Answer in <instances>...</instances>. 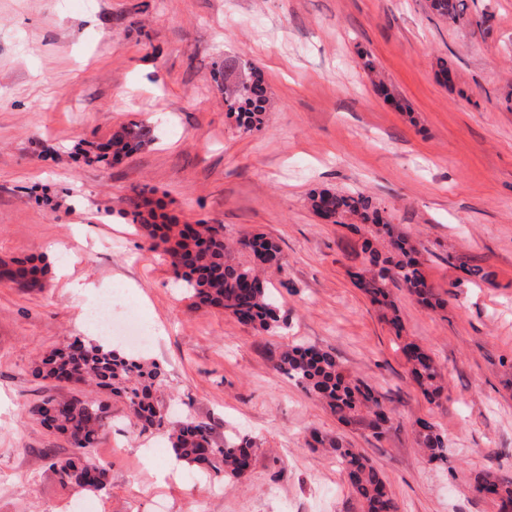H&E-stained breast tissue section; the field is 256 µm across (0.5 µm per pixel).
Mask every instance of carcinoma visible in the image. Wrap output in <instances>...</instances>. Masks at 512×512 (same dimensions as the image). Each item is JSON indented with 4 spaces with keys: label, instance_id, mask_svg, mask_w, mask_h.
<instances>
[{
    "label": "carcinoma",
    "instance_id": "carcinoma-1",
    "mask_svg": "<svg viewBox=\"0 0 512 512\" xmlns=\"http://www.w3.org/2000/svg\"><path fill=\"white\" fill-rule=\"evenodd\" d=\"M429 9L440 19L459 27L472 24L464 14L462 0H429ZM224 77V107L235 116L246 134L264 123L266 86L262 73L247 59H226L216 69ZM155 139L154 129L131 121L114 131L96 152L85 155L88 164H106L126 158ZM310 205L315 213L357 216L355 226L364 236V273L356 285L371 303L390 314L388 321L400 329V317L392 288L406 289L418 303L428 308L442 305L429 288L423 261L410 237L390 223L385 210L361 192L330 188L314 190ZM131 221L146 233L148 248L167 256L174 272L186 282V293L196 307H214L240 323L271 336L279 335L286 317L274 297L266 274L285 271L280 247L262 234L237 242L224 237V226L199 220L193 224H172L163 213L150 207L146 198L133 203ZM48 262L41 257L0 261V280L10 281L27 291L45 288ZM401 350L409 365L411 380L431 405H440L445 386L441 370L431 353L414 342ZM274 370L287 375L321 402L345 425L358 426L384 436L392 428V412L366 380L348 373L336 355L313 346L279 347L271 356ZM42 379L76 378L80 385L95 387L125 400L129 415L142 432L165 429L177 460L197 468L217 480L241 479L250 470L255 442L248 436L216 437L209 420L188 418L173 421L157 393L166 384L164 369L155 362L125 354L103 344L75 338L52 350L32 368ZM102 408L76 396H49L27 410L46 429L65 436L70 444L63 456L46 455V466L59 484L77 492H99L108 483V470L89 461L101 428ZM415 441L431 462L448 461L443 433L430 421L419 419ZM310 446L322 448L340 464L362 512H399L386 479L372 461L342 436L311 435ZM468 485L481 495L512 502V473L485 468L468 478Z\"/></svg>",
    "mask_w": 512,
    "mask_h": 512
}]
</instances>
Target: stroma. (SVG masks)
Segmentation results:
<instances>
[{
    "label": "stroma",
    "mask_w": 512,
    "mask_h": 512,
    "mask_svg": "<svg viewBox=\"0 0 512 512\" xmlns=\"http://www.w3.org/2000/svg\"><path fill=\"white\" fill-rule=\"evenodd\" d=\"M466 3L487 24L450 25L427 0H0V259L43 255L53 269L41 292L0 284V512H360L335 461L309 447L315 431L361 449L400 512H498L466 476L512 470V0ZM227 55L265 79L258 133L224 108L213 67ZM375 72L394 100L376 93ZM131 121L151 123L155 142L105 168L76 155ZM322 187L384 208L444 307L397 290L394 331L354 283L360 234L311 209ZM142 195L173 223L275 240L288 260L269 276L283 335L192 308L127 217ZM464 265L486 280L460 283ZM64 266L91 291L65 288ZM117 284L123 312L155 329L140 355L167 374L162 402L256 440L244 479H181L165 431L140 432L122 399L91 389L83 398L107 415L92 453L106 489L61 487L45 466L69 444L27 410L73 387L31 368L73 338L99 342L76 316L110 303ZM404 340L439 362L442 406L411 381ZM287 343L333 351L384 395L392 429L377 439L346 427L275 372L271 352ZM420 418L447 437L445 464L416 444Z\"/></svg>",
    "instance_id": "obj_1"
}]
</instances>
